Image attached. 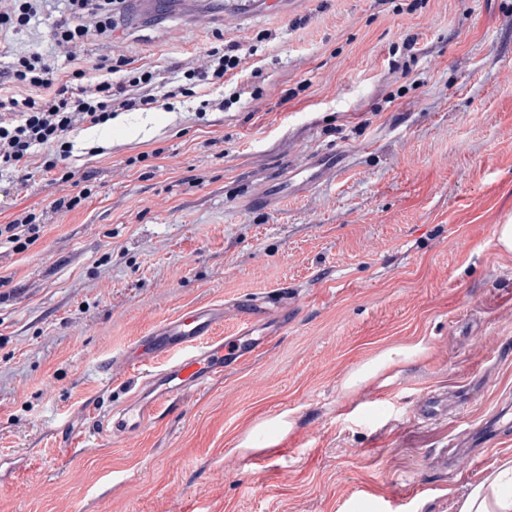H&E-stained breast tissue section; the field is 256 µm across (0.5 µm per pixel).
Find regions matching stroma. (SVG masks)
I'll return each instance as SVG.
<instances>
[{
    "mask_svg": "<svg viewBox=\"0 0 512 512\" xmlns=\"http://www.w3.org/2000/svg\"><path fill=\"white\" fill-rule=\"evenodd\" d=\"M153 2L85 43L86 81L119 54L162 72L236 44L242 62L73 147L60 168L92 188L73 211L54 208L69 184L0 177V224L45 226L0 249V512H455L512 458V0ZM54 18L0 40V86L17 53L49 51ZM330 154L319 189L245 207ZM277 294L291 321L247 364L130 437L80 438L144 380L99 362L197 305ZM434 394L447 415L421 418ZM44 227L35 212L24 211L8 224H0V247L8 245L16 253H23L39 240Z\"/></svg>",
    "mask_w": 512,
    "mask_h": 512,
    "instance_id": "obj_1",
    "label": "stroma"
}]
</instances>
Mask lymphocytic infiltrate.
<instances>
[{
    "label": "lymphocytic infiltrate",
    "mask_w": 512,
    "mask_h": 512,
    "mask_svg": "<svg viewBox=\"0 0 512 512\" xmlns=\"http://www.w3.org/2000/svg\"><path fill=\"white\" fill-rule=\"evenodd\" d=\"M122 0H61L57 18L51 25L55 46L65 50L66 62L72 63L73 47L84 44L93 34L111 31ZM207 62L200 67L174 66L170 77L142 66L131 59H103L101 74L95 83H84L83 69L74 67L58 76L43 54L27 52L17 55L10 73L16 86L14 93L0 94V171L19 174L21 181L31 177V165L42 174L60 175L62 182L72 180V173H58V163L72 150L69 136L89 124L107 123L113 113L148 109L157 104L156 89L176 85L180 79L196 81L208 88L223 84L229 73L241 64L239 55L220 47L208 49ZM125 77L113 81L112 76ZM35 212L24 211L6 224H0V245L22 253L35 244L43 233Z\"/></svg>",
    "instance_id": "obj_1"
}]
</instances>
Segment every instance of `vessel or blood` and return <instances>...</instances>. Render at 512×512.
Masks as SVG:
<instances>
[{
    "mask_svg": "<svg viewBox=\"0 0 512 512\" xmlns=\"http://www.w3.org/2000/svg\"><path fill=\"white\" fill-rule=\"evenodd\" d=\"M326 172L323 163L306 166L299 182H283L263 191L256 201L268 206L284 196L319 188ZM229 313L239 321L237 331L230 336L217 335ZM287 325V300L267 304L249 299L227 308L198 306L155 327L103 367L107 373L133 368L147 371L146 390L135 393L119 409L118 421L103 419L90 428V435L100 438L115 429L123 435L138 432L170 398L189 389L209 387L223 376L225 365L248 360L261 348L263 337L278 335ZM161 357L167 358L166 367L153 370L154 361Z\"/></svg>",
    "mask_w": 512,
    "mask_h": 512,
    "instance_id": "vessel-or-blood-1",
    "label": "vessel or blood"
}]
</instances>
